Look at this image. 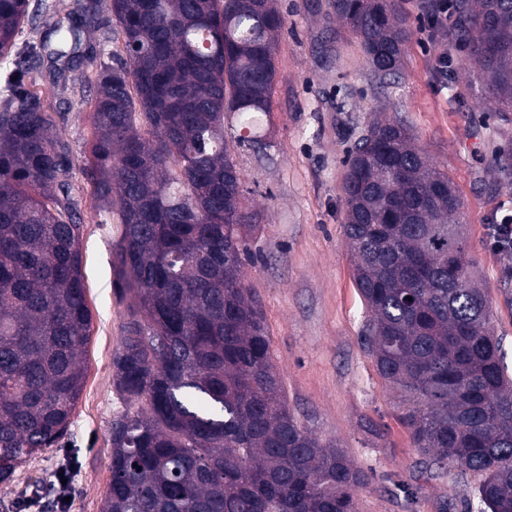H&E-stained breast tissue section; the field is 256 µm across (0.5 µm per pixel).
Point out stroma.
Here are the masks:
<instances>
[{
  "label": "stroma",
  "mask_w": 512,
  "mask_h": 512,
  "mask_svg": "<svg viewBox=\"0 0 512 512\" xmlns=\"http://www.w3.org/2000/svg\"><path fill=\"white\" fill-rule=\"evenodd\" d=\"M286 24L263 144H238L239 119H224L243 201L253 214L245 285L258 296L289 408L322 443L343 448L371 480L356 493L359 512H441L473 475L436 476L420 463L399 420V397L377 372L361 336L369 317L352 276L343 235L341 184L346 151L379 116L411 129L428 162L447 170L462 201L467 257L488 302L504 361L512 370V269L488 245L487 227L512 213V180L497 171L512 153V120L481 96L463 52H447V77L435 73L440 47L422 31L420 0H403L414 34L402 77L381 92L358 44L326 42L327 0H277ZM57 135L70 148L71 197L80 218L82 273L91 315L85 379L64 439L32 457L0 485V512H102L112 478L111 426L130 404L117 391L112 358L121 346L128 296L114 286L112 254L120 226L100 209L86 175L91 109L80 93L59 105ZM71 474L69 501L55 474Z\"/></svg>",
  "instance_id": "1"
}]
</instances>
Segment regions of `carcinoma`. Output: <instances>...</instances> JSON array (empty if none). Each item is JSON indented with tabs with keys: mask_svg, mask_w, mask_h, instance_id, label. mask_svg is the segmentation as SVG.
I'll return each instance as SVG.
<instances>
[{
	"mask_svg": "<svg viewBox=\"0 0 512 512\" xmlns=\"http://www.w3.org/2000/svg\"><path fill=\"white\" fill-rule=\"evenodd\" d=\"M62 31L29 0H0V58L78 57L98 32L123 54L85 84L87 175L121 224L115 284L131 296L118 390L146 407L112 422L104 512H357L369 483L288 407L259 299L244 284L253 221L224 144H261L285 20L272 0H78ZM448 44L481 91L512 112V0H448ZM336 41L357 42L379 87L400 73L412 29L401 0H328ZM29 25L39 43L21 53ZM66 64L32 93L0 96V484L66 431L85 378L91 315L70 148L53 99ZM343 232L370 317L363 345L399 391L425 469L471 473L479 512H512V378L466 260L448 172L403 123L376 118L347 153ZM412 300H407V297Z\"/></svg>",
	"mask_w": 512,
	"mask_h": 512,
	"instance_id": "cac0c4a2",
	"label": "carcinoma"
}]
</instances>
